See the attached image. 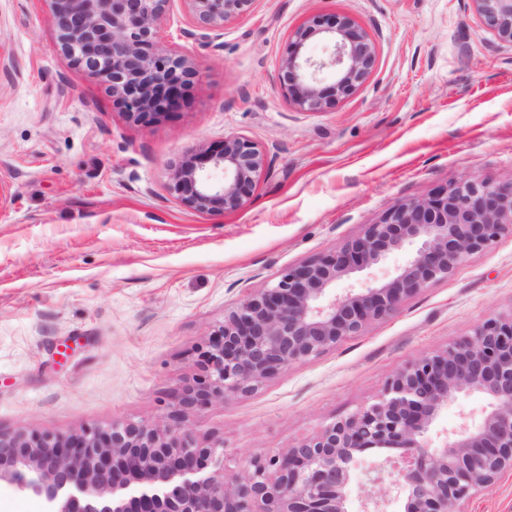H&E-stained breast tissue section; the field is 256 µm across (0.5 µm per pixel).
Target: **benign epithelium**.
Listing matches in <instances>:
<instances>
[{
	"label": "benign epithelium",
	"mask_w": 512,
	"mask_h": 512,
	"mask_svg": "<svg viewBox=\"0 0 512 512\" xmlns=\"http://www.w3.org/2000/svg\"><path fill=\"white\" fill-rule=\"evenodd\" d=\"M61 49L107 78L125 113L140 119L176 107L187 61L159 48L173 0H50ZM201 35L251 11L255 0H183ZM499 39L512 43V0H471ZM313 27L328 33V54L302 53ZM369 35L349 17H315L294 34L281 61L280 86L293 104L322 112L370 75ZM333 77L330 94L319 75ZM270 159L250 140L224 138L218 150L192 154L170 170L168 190L206 212L242 208ZM512 232V181L461 179L398 203L339 250L290 266L248 294L199 352V377L177 408L154 422H113L89 433H3L0 482L43 497L46 512H350L352 488L363 512H461L475 492L512 469V312L408 361L377 398L289 448L253 453L235 471L224 440L198 438L187 415L248 393L291 366L361 334L396 313L412 294L445 279L473 254ZM393 272L355 281L394 253ZM487 406L451 432L432 427L460 394ZM386 456L354 484L366 451ZM133 490L129 498L119 496Z\"/></svg>",
	"instance_id": "7a95c632"
}]
</instances>
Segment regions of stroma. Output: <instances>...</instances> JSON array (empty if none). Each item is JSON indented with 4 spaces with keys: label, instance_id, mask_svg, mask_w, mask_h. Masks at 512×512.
<instances>
[{
    "label": "stroma",
    "instance_id": "stroma-1",
    "mask_svg": "<svg viewBox=\"0 0 512 512\" xmlns=\"http://www.w3.org/2000/svg\"><path fill=\"white\" fill-rule=\"evenodd\" d=\"M347 16L372 73L306 112L280 87L293 36ZM162 44L193 73L180 106L131 119L65 57L49 0H0V431L69 434L167 417L224 312L284 268L360 237L394 204L463 178L512 180V44L471 0H255ZM247 138L271 161L241 209L167 189L184 156ZM512 311V235L318 357L193 412L235 468L372 402L408 361ZM463 512H512V470Z\"/></svg>",
    "mask_w": 512,
    "mask_h": 512
}]
</instances>
